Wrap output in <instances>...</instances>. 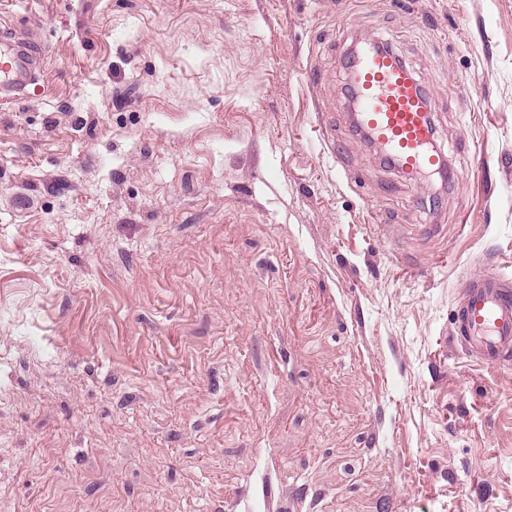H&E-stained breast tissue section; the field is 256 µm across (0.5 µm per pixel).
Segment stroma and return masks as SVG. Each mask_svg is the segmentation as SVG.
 <instances>
[{
  "mask_svg": "<svg viewBox=\"0 0 512 512\" xmlns=\"http://www.w3.org/2000/svg\"><path fill=\"white\" fill-rule=\"evenodd\" d=\"M430 90L440 199L342 95ZM0 512H512V0H0ZM112 474L102 485L87 466ZM24 69L21 61L14 55L0 53V91L1 96L14 91L22 85ZM453 343L488 366L512 363V286L500 274L465 281L463 302L454 322Z\"/></svg>",
  "mask_w": 512,
  "mask_h": 512,
  "instance_id": "1",
  "label": "stroma"
}]
</instances>
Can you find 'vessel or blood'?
Here are the masks:
<instances>
[{
  "label": "vessel or blood",
  "mask_w": 512,
  "mask_h": 512,
  "mask_svg": "<svg viewBox=\"0 0 512 512\" xmlns=\"http://www.w3.org/2000/svg\"><path fill=\"white\" fill-rule=\"evenodd\" d=\"M347 69L360 127L407 175L441 173L446 158L433 145L429 88L417 80L391 47L357 44ZM24 69L13 55L0 53V92L22 85ZM454 339L488 366L512 363V283L498 273L466 280L454 322Z\"/></svg>",
  "instance_id": "vessel-or-blood-1"
}]
</instances>
